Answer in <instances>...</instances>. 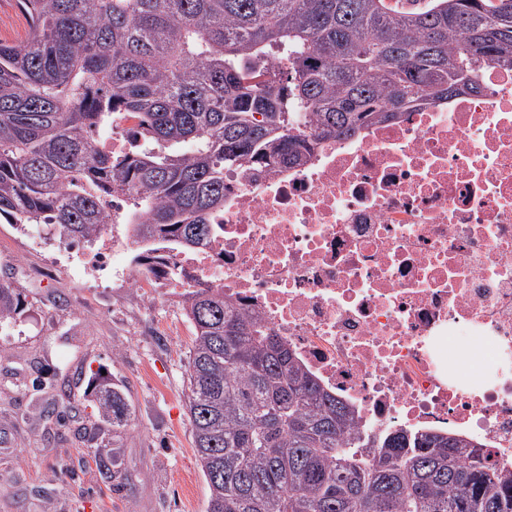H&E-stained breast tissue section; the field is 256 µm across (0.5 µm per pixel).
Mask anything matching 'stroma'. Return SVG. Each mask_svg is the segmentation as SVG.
I'll list each match as a JSON object with an SVG mask.
<instances>
[{
	"label": "stroma",
	"instance_id": "1",
	"mask_svg": "<svg viewBox=\"0 0 512 512\" xmlns=\"http://www.w3.org/2000/svg\"><path fill=\"white\" fill-rule=\"evenodd\" d=\"M23 312L0 326V512H205L184 377L193 327L181 307L95 284L49 231L0 221V282ZM127 425L89 424L99 380ZM62 412L45 430L39 406Z\"/></svg>",
	"mask_w": 512,
	"mask_h": 512
}]
</instances>
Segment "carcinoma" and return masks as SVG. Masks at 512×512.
Segmentation results:
<instances>
[{
  "mask_svg": "<svg viewBox=\"0 0 512 512\" xmlns=\"http://www.w3.org/2000/svg\"><path fill=\"white\" fill-rule=\"evenodd\" d=\"M25 39L0 42V218L48 224L65 244L112 223L102 198L137 204V264L204 245L224 172L273 171L399 112L485 88L512 64V0H18ZM274 55L288 66L263 69ZM137 120L134 146L101 143ZM187 409L206 512H512V471L452 432L370 439L255 316L196 288ZM0 282V321L20 314ZM93 413L123 426L115 385ZM135 121L126 117L119 124L112 126V154L119 155L128 152L132 147L131 129Z\"/></svg>",
  "mask_w": 512,
  "mask_h": 512,
  "instance_id": "carcinoma-1",
  "label": "carcinoma"
}]
</instances>
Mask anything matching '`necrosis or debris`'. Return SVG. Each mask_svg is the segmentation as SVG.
<instances>
[{
	"label": "necrosis or debris",
	"mask_w": 512,
	"mask_h": 512,
	"mask_svg": "<svg viewBox=\"0 0 512 512\" xmlns=\"http://www.w3.org/2000/svg\"><path fill=\"white\" fill-rule=\"evenodd\" d=\"M478 77L483 94L323 142L307 163L225 173L217 232L162 266L114 265L136 205L113 195L89 270L152 300L222 288L361 431H450L512 469V65ZM456 336L491 349L494 382L459 387Z\"/></svg>",
	"instance_id": "1"
}]
</instances>
